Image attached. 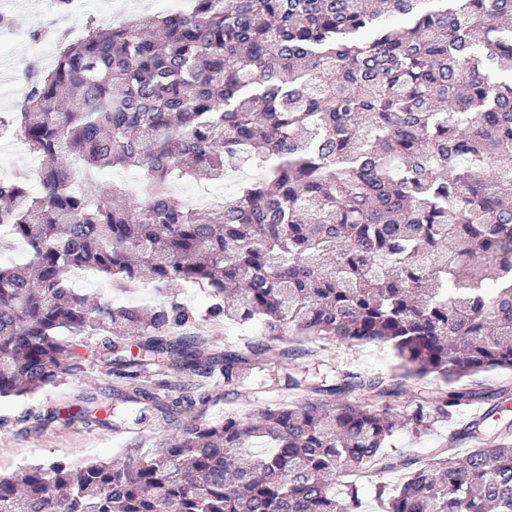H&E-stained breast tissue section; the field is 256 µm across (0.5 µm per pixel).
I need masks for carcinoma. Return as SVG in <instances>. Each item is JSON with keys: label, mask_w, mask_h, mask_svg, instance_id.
Instances as JSON below:
<instances>
[{"label": "carcinoma", "mask_w": 512, "mask_h": 512, "mask_svg": "<svg viewBox=\"0 0 512 512\" xmlns=\"http://www.w3.org/2000/svg\"><path fill=\"white\" fill-rule=\"evenodd\" d=\"M0 135L44 160L39 191L0 181V397L81 369L67 332L133 336L125 367L243 377L263 343L206 355L174 301L149 309L71 287L204 288L211 314L271 341L389 348L398 377L457 383L512 371V0H192L188 12L100 22L30 75ZM142 171L141 197L97 170ZM229 196L182 205L171 176ZM358 392L361 400L346 399ZM177 424L157 448L0 473V512H358L379 470L382 512H512V422L475 419L424 460L385 451L470 392L407 413L382 379ZM123 404L168 409L139 390ZM471 445L463 457L455 450ZM399 478L398 472H382L372 474L367 481L361 484L359 497L361 498V512H380L379 504L376 500V488L381 484H392Z\"/></svg>", "instance_id": "1"}]
</instances>
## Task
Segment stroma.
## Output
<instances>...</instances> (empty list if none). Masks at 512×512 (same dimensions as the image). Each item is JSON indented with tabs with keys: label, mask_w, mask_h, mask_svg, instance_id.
<instances>
[{
	"label": "stroma",
	"mask_w": 512,
	"mask_h": 512,
	"mask_svg": "<svg viewBox=\"0 0 512 512\" xmlns=\"http://www.w3.org/2000/svg\"><path fill=\"white\" fill-rule=\"evenodd\" d=\"M128 0H83L80 9L68 11L59 0H0V120L13 118L28 92L25 74L46 70L55 62L35 52L31 44L40 40L57 43L62 33L84 32L90 22L118 23ZM40 161L30 154L24 142L0 137V180L34 183ZM77 287L111 297L124 304L150 306L159 302V293L137 285L120 291L109 279L82 274ZM178 303L194 311L195 318L185 331L206 338L212 352L239 347L243 340L260 339L259 329L225 325L223 319L207 316L211 301L195 288L176 290ZM138 353L135 340L112 337L110 346L78 348L82 369L79 374L58 379L42 391L26 397L0 398V471L11 473L27 465L59 460L78 465L90 458L110 459L124 449L156 447L175 423L191 420L213 424L225 415L248 413L257 407L291 399L319 398L321 390L341 379L361 375L391 379L396 360L389 349L364 345L348 347L333 340L307 344L304 354L281 360L267 353L253 361L239 381L228 384L222 373H190L177 367H153L128 377L116 358L132 359ZM301 382L300 389L286 386L287 375ZM512 385V373H480L466 386L476 396L468 404L450 408L448 417L438 419L425 433L413 435L402 430L392 438V455L424 456L445 444L450 434L463 430L477 411L502 408L500 388ZM139 388L169 405L173 419L151 415L142 422L114 425L103 411L113 403L115 391ZM94 398L101 410L95 416H71L69 409L87 398Z\"/></svg>",
	"instance_id": "1"
}]
</instances>
